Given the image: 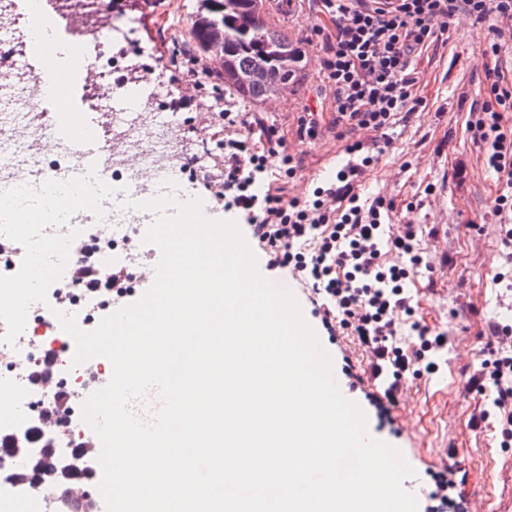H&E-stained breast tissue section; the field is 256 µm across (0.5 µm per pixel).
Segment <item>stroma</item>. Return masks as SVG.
<instances>
[{"label":"stroma","instance_id":"obj_1","mask_svg":"<svg viewBox=\"0 0 512 512\" xmlns=\"http://www.w3.org/2000/svg\"><path fill=\"white\" fill-rule=\"evenodd\" d=\"M195 7L196 0H112L113 15L128 30L126 40L113 45V54L148 48L142 70L130 73L129 81L156 90L164 119L179 123L188 147L189 162L177 179L178 190L191 198L207 197L198 177L216 164L211 136L222 126L219 112L227 109L262 113L284 132L289 146L304 159L302 176L290 183L289 194L306 197L334 171L343 146L331 129L314 144L300 143L294 136L304 112L317 113L326 122L332 118L333 94L320 74L312 42L315 28L332 30L331 21L315 0H297L288 11L281 0H264L270 18L303 53L298 82L272 109L234 97L220 101L224 84L215 78L205 86L180 90L174 71L159 56L193 48L189 22ZM491 38L488 23L462 16L442 43L415 57L413 94L423 105L406 124L388 130L389 143L362 175L360 193L392 201V224L423 228L421 241L437 272L431 281L414 278L415 308L427 325L446 329L450 342L442 372L411 381L413 413L395 416V434H382L381 439L398 448L414 469L406 480L410 492L430 484L451 448L467 472L463 496L481 499L487 512H512V448H501L493 432L471 429L479 397L465 388L467 375L483 359L487 320L512 317V292L493 286L490 278L504 262L500 219L491 208L502 185L487 170L468 131L471 108L489 98L481 53Z\"/></svg>","mask_w":512,"mask_h":512}]
</instances>
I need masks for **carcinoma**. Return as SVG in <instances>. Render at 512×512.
Returning a JSON list of instances; mask_svg holds the SVG:
<instances>
[{
    "label": "carcinoma",
    "instance_id": "carcinoma-1",
    "mask_svg": "<svg viewBox=\"0 0 512 512\" xmlns=\"http://www.w3.org/2000/svg\"><path fill=\"white\" fill-rule=\"evenodd\" d=\"M220 33L228 37L224 63L216 68L225 89L243 100H263L295 82L301 54L265 13L263 0H197L190 35L198 51L205 53L206 40ZM259 65L268 69L269 83L244 89L233 80V72Z\"/></svg>",
    "mask_w": 512,
    "mask_h": 512
}]
</instances>
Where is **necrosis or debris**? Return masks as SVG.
Returning a JSON list of instances; mask_svg holds the SVG:
<instances>
[{
  "instance_id": "necrosis-or-debris-1",
  "label": "necrosis or debris",
  "mask_w": 512,
  "mask_h": 512,
  "mask_svg": "<svg viewBox=\"0 0 512 512\" xmlns=\"http://www.w3.org/2000/svg\"><path fill=\"white\" fill-rule=\"evenodd\" d=\"M94 12L96 27L72 26L75 52L68 67L58 66L49 46L38 49L42 66L53 75L54 111H39L45 88L35 75L15 70L8 84L0 85V435L15 441L14 449L0 453V512H67L74 499L104 512L96 481L70 468L75 448L94 435L82 419L81 401L92 392L99 361L73 365L75 342L53 312L55 295H69L68 311L82 329L96 327L92 314L98 299L79 295L72 280L83 240L97 237L99 247L90 259L101 268H134L142 249L140 230L153 220L151 212L134 204L160 194L141 173L175 177L185 164L173 136L175 122L162 119L158 108H145L137 97L131 111L112 116L105 160L109 193L67 184L64 175L76 164L75 148L87 133L71 109L73 79L118 77L133 68L121 56L82 55L85 40L112 23L110 9L99 5ZM58 14L56 0H46L33 16L18 11L15 0H0V43L8 44L11 56H24L29 51L21 43L25 29L57 25ZM51 127L64 129L68 138L67 147L53 155L43 148ZM88 212L98 213L99 223H78V215ZM48 351L55 368L44 378L41 357ZM59 389L78 393L80 400L68 412L47 415ZM47 452L53 467L42 470L38 482L29 481L31 461Z\"/></svg>"
}]
</instances>
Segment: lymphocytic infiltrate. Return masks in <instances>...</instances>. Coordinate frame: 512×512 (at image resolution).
Here are the masks:
<instances>
[{
	"mask_svg": "<svg viewBox=\"0 0 512 512\" xmlns=\"http://www.w3.org/2000/svg\"><path fill=\"white\" fill-rule=\"evenodd\" d=\"M334 30L322 37L319 58L323 78L333 91L337 139L354 132H381L410 116L421 99L412 95L414 57L438 43L454 19L466 15L491 20L492 42L485 56L512 47V0H318ZM494 105H482L469 129L499 182L512 189V129L502 123L512 112V83L497 68H486ZM223 135L219 174L203 177L216 200L235 209L246 232L263 251L266 267L289 274L308 288L328 335L352 336L368 357L369 378L377 388L371 402L382 416L397 404L407 378L430 377L446 362L448 334L416 319L407 283L429 267L418 227L403 225L387 233L384 219L392 204L361 198L347 175L337 186L319 187L314 198L289 196L288 184L303 169L288 152L275 124L263 119L220 114ZM280 156L282 173L269 175V159ZM78 278L86 287H102L114 301L134 297L130 275L115 267L101 274L81 262ZM488 357L468 380L481 402L473 427L497 425L501 447H512V325H487ZM408 342H401L402 332Z\"/></svg>",
	"mask_w": 512,
	"mask_h": 512,
	"instance_id": "obj_1",
	"label": "lymphocytic infiltrate"
}]
</instances>
